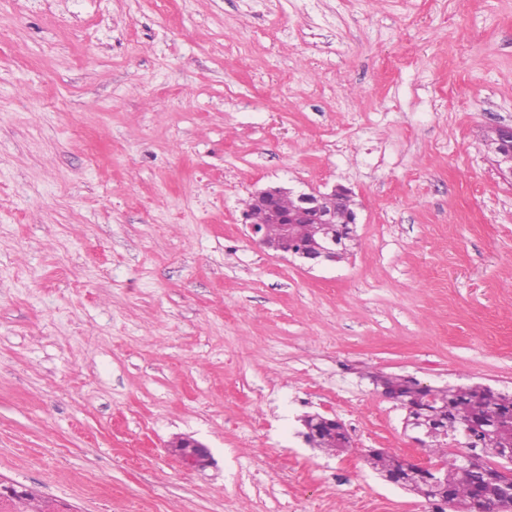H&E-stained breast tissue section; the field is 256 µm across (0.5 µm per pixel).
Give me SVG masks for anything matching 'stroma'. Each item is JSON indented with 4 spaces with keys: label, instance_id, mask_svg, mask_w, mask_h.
<instances>
[{
    "label": "stroma",
    "instance_id": "35a3bbf8",
    "mask_svg": "<svg viewBox=\"0 0 512 512\" xmlns=\"http://www.w3.org/2000/svg\"><path fill=\"white\" fill-rule=\"evenodd\" d=\"M497 121L512 0H0V481L71 512H432L365 461L419 453L376 379L512 390ZM338 184L348 259L253 242L256 190ZM324 416L312 414L304 417V425L311 430L317 428L316 434L311 431L306 432L308 441L316 448H322L326 451L337 452L342 448H348V438L342 429V426L336 425L335 429L326 426L323 422Z\"/></svg>",
    "mask_w": 512,
    "mask_h": 512
}]
</instances>
